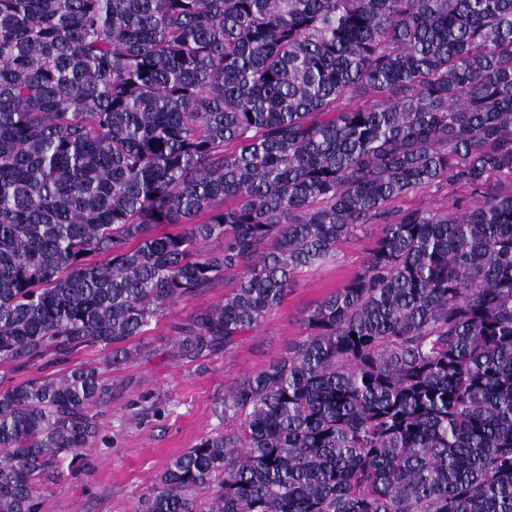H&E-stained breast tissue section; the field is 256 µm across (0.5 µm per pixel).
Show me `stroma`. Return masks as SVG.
Segmentation results:
<instances>
[{
    "mask_svg": "<svg viewBox=\"0 0 512 512\" xmlns=\"http://www.w3.org/2000/svg\"><path fill=\"white\" fill-rule=\"evenodd\" d=\"M375 233L367 227L334 257L302 270L277 310L213 355L194 362L174 359L172 327L192 308L223 300L236 282L231 273L191 302L171 307L146 335L134 338V346L149 354L110 371L112 399L100 409V438L82 449L73 470L47 485L50 512H135L171 458L223 430L225 392L305 336L302 315L365 264Z\"/></svg>",
    "mask_w": 512,
    "mask_h": 512,
    "instance_id": "obj_1",
    "label": "stroma"
}]
</instances>
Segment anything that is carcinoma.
<instances>
[{
    "mask_svg": "<svg viewBox=\"0 0 512 512\" xmlns=\"http://www.w3.org/2000/svg\"><path fill=\"white\" fill-rule=\"evenodd\" d=\"M512 0H0V512L94 442L178 302L195 361L370 224L308 333L135 512H512ZM432 185L463 209L391 204ZM219 248L200 253L209 241ZM102 356L103 352L99 349L88 347L81 349L73 355L69 363H51V361L47 362V360L37 361L26 368L8 373V377H12L14 383L20 382L30 376L41 374L42 372L50 373L63 370L76 362H97Z\"/></svg>",
    "mask_w": 512,
    "mask_h": 512,
    "instance_id": "cac0c4a2",
    "label": "carcinoma"
}]
</instances>
